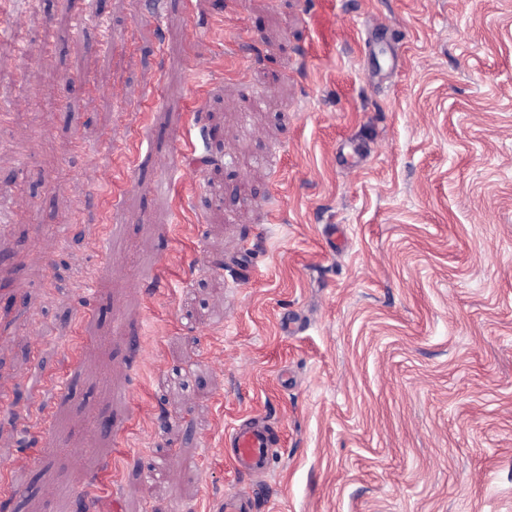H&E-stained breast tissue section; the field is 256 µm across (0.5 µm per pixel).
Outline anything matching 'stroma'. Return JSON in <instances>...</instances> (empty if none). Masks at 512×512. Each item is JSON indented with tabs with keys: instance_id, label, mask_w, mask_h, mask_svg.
<instances>
[{
	"instance_id": "1",
	"label": "stroma",
	"mask_w": 512,
	"mask_h": 512,
	"mask_svg": "<svg viewBox=\"0 0 512 512\" xmlns=\"http://www.w3.org/2000/svg\"><path fill=\"white\" fill-rule=\"evenodd\" d=\"M1 13L8 512H512V0ZM272 446L260 417L246 419L224 432L225 453L241 476L252 477L267 471L274 458Z\"/></svg>"
}]
</instances>
